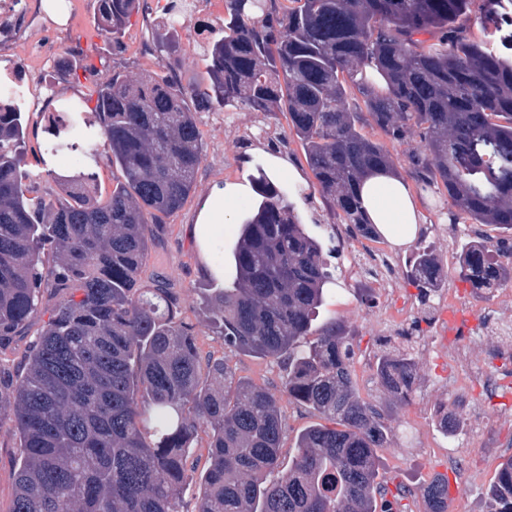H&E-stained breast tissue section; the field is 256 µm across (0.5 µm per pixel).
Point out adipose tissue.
Instances as JSON below:
<instances>
[{"mask_svg": "<svg viewBox=\"0 0 512 512\" xmlns=\"http://www.w3.org/2000/svg\"><path fill=\"white\" fill-rule=\"evenodd\" d=\"M261 157L266 177L286 188L300 220L310 221L312 215L299 196V189L306 182L302 169L282 154L265 150ZM358 196L367 222L374 224L384 239L396 246H406L417 238L424 218L405 180L384 170L371 172L362 179ZM259 203L248 176L225 182L203 203L194 234L205 244L221 239L225 228L245 223Z\"/></svg>", "mask_w": 512, "mask_h": 512, "instance_id": "adipose-tissue-1", "label": "adipose tissue"}]
</instances>
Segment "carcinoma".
Returning <instances> with one entry per match:
<instances>
[{
  "instance_id": "1",
  "label": "carcinoma",
  "mask_w": 512,
  "mask_h": 512,
  "mask_svg": "<svg viewBox=\"0 0 512 512\" xmlns=\"http://www.w3.org/2000/svg\"><path fill=\"white\" fill-rule=\"evenodd\" d=\"M500 0H224V18L202 48L203 83L148 72L102 77L96 98L48 117V158L75 156L60 192L33 195L22 112L0 106V347L38 312L49 283L59 301L23 375L0 379V413L13 416L21 448L11 512H178L187 450L209 430V465L197 512H390L380 507V452L392 432L353 381V350L334 322L312 334L332 278L322 244L285 195L259 177L265 201L242 225L236 278L207 296L229 348L288 360L284 389L333 423L296 441L275 483L282 422L277 399L237 379L224 359L201 367L168 289L140 286L146 226L182 207L203 161L200 112H284L333 218L373 240L355 193L362 176L396 169L364 133L419 138L409 156L417 179L442 184L453 217L512 231V59L471 37L477 11L494 23ZM100 35L118 46L139 0H98ZM162 68L180 65L177 30L155 34ZM388 80L376 93L356 76ZM360 96L362 105L350 100ZM94 103L98 126L82 113ZM122 181L105 199L100 155ZM50 249L56 259L45 267ZM459 274L477 293L512 283V242L469 240ZM428 306L444 284L432 251L417 248L407 271ZM417 372L406 350L382 352L379 384L405 401ZM207 376L208 385L201 383ZM427 512H448V478L413 491ZM486 512H512V457L497 466Z\"/></svg>"
}]
</instances>
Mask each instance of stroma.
<instances>
[{
	"label": "stroma",
	"mask_w": 512,
	"mask_h": 512,
	"mask_svg": "<svg viewBox=\"0 0 512 512\" xmlns=\"http://www.w3.org/2000/svg\"><path fill=\"white\" fill-rule=\"evenodd\" d=\"M74 11L69 27L45 24L19 34L0 46V71L29 60L22 112L27 123L25 156L29 167H36L49 138L50 104L75 102L87 97L99 77L158 68L152 32L160 15L156 0H143L140 11L122 38L112 47L97 30L96 0H72ZM80 45L82 55L65 56L64 50ZM70 62L75 76L49 79L48 71ZM199 128L204 159L195 175V187L181 209L160 216L149 225V253L141 269L140 281L146 287L165 284L177 299V316L194 334L201 358H223L236 377L252 382L274 395L282 417L280 463L288 465L300 433L318 424L319 418L307 407L290 398L284 389L285 368L279 362L256 358L227 348L224 338L213 327L212 311L205 301L209 288L224 287L212 268L216 250L231 253L234 243L222 247L198 244L190 231L202 201L217 185L233 181L245 167L259 168L251 159L256 142H268L288 153L298 165H305L302 149L290 133L284 113L203 112ZM416 193L430 192L433 200L424 204L426 222L419 244L430 247L440 262L447 300L438 309L423 312L417 289L409 284L405 271L415 247H394L386 240L375 242L353 238L347 225L332 224L315 179H308L307 203L321 215L311 225V233L321 241H333L336 253L331 259L333 279L324 290V301L316 325L335 321L351 334L354 353L353 378L360 397L382 413L394 434L392 448L382 452L379 479L386 486V499L393 512H426L421 498H398V486L417 487L435 476L447 475L448 512H484V493L495 476L498 464L512 456V408L504 399L488 398L481 380L468 379L467 367L448 356L441 327L452 315H480L490 309L512 315V295L500 290L488 297L474 295L459 275L457 254L464 240L502 237V230L487 224H460L449 227L443 217L450 204L443 186L413 182ZM418 244V245H419ZM385 254L397 267L398 277H386L380 267L368 262V255ZM57 297L52 289H42L38 313L28 329L0 349V372L20 376L29 352ZM421 318V346L412 352L418 362L414 384L406 402L397 401L375 377V360L382 351L396 347L389 336L396 315ZM486 404L489 414L483 433L465 425L455 438L443 435L439 412L469 414L474 403ZM207 435L199 433L189 451L186 481L178 501L179 512H196L198 478L207 467ZM20 460L14 423L0 415V512H9L15 489V471Z\"/></svg>",
	"instance_id": "35a3bbf8"
}]
</instances>
